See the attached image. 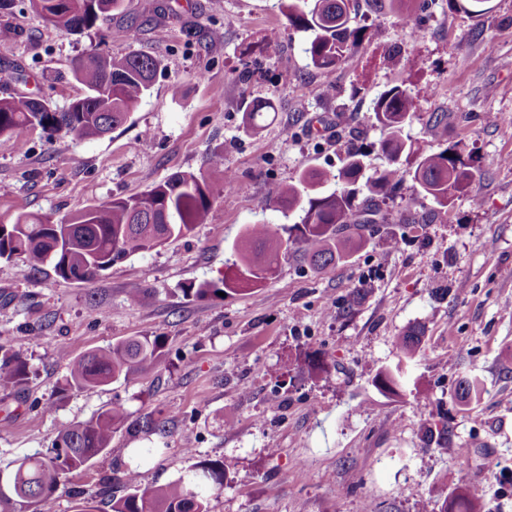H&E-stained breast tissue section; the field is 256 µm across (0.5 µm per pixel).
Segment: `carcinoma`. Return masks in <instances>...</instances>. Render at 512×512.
I'll return each instance as SVG.
<instances>
[{"label": "carcinoma", "mask_w": 512, "mask_h": 512, "mask_svg": "<svg viewBox=\"0 0 512 512\" xmlns=\"http://www.w3.org/2000/svg\"><path fill=\"white\" fill-rule=\"evenodd\" d=\"M288 26L311 33L306 53L311 65L322 72L339 67L358 52L365 27L351 12V0H281ZM379 11H389L410 25L407 0H369ZM123 0H30L31 9L55 30L76 33L99 29L118 10ZM159 61L156 57L129 52L108 57L94 50L75 64V77L84 90L66 109L32 98H0V136L22 145L29 133L49 135L63 132L78 139L103 137L127 121L139 100L150 89ZM273 109L270 100L252 104L250 125L256 128ZM414 109V100L402 85L383 90L377 97L374 119L382 132L380 149L385 165L364 178L365 154L350 151L337 173L311 168L303 171L296 185H272L268 206L284 214L302 212L300 222L280 235L266 224L248 226L235 245L234 271L220 283L189 286L197 297L226 289L246 292L272 276L289 244L304 245L313 268L324 271L348 257L351 240L341 231L357 230L384 222L376 198L384 197L397 184L411 180L419 193L448 206V196L465 189L471 172L458 154L444 152L417 155L403 137L404 126ZM334 183L330 190L327 184ZM224 186L202 174L177 172L150 191L114 198L103 205L75 213L60 224L34 214H20L15 223L0 225V259L18 258L37 270L49 263L64 280L89 282L114 263L135 253H144L169 241L191 234L203 224ZM364 199H358L360 193ZM422 330L413 326L399 337L401 359L393 368L381 370L374 386L383 393H398L404 363L415 356ZM163 347L160 336L130 338L106 348L74 357L63 350L68 361L65 386L77 391H96L120 379L129 380L154 370ZM27 356L19 350L0 347V388L15 390L28 380ZM481 383L476 378L459 382L458 397L465 403L479 398ZM127 420L126 410L113 405L88 421L59 428L51 448L25 455L14 468L0 475V512H39L69 475L83 471L110 451L112 435ZM224 467L204 464L186 476L164 485L141 487L138 474L124 475L129 493L112 499V512H210L209 497L223 490ZM441 512H480L478 499L465 487L454 494L452 508Z\"/></svg>", "instance_id": "1"}]
</instances>
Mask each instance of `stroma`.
Listing matches in <instances>:
<instances>
[{"instance_id": "stroma-1", "label": "stroma", "mask_w": 512, "mask_h": 512, "mask_svg": "<svg viewBox=\"0 0 512 512\" xmlns=\"http://www.w3.org/2000/svg\"><path fill=\"white\" fill-rule=\"evenodd\" d=\"M487 6L478 16L413 0L414 39L361 0L362 49L323 73L279 0H125L103 29L80 35L16 0L0 17V98L67 107L80 91L74 66L93 48L161 65L127 122L102 138L38 131L20 147L0 137V224L23 212L57 222L177 172L205 174L217 153L239 186L190 235L91 282L0 260V345L30 365L22 389L0 390V471L51 447L61 425L120 404L127 420L110 453L60 486L48 512H74L79 490L110 512L127 470L151 486L207 462L226 468L211 512H419L424 502L439 512L461 486L481 512H512V0ZM118 29L125 38H112ZM393 85L415 101L405 138L423 154L460 155L468 191L443 208L404 182L379 200V230H361V246L336 266L313 270L296 244L261 288L185 294L223 278L247 225L299 222V212L267 207L271 184L336 170L351 148L367 151L368 171L383 166L372 106ZM265 99L274 112L248 128L247 106ZM440 113L448 131L438 140ZM356 293L364 299L347 313ZM411 326L421 345L399 394H382L373 379L395 366ZM137 336L164 340L152 373L95 392L65 388L59 351ZM466 375L483 388L467 405L456 396ZM148 418L162 432H141Z\"/></svg>"}]
</instances>
